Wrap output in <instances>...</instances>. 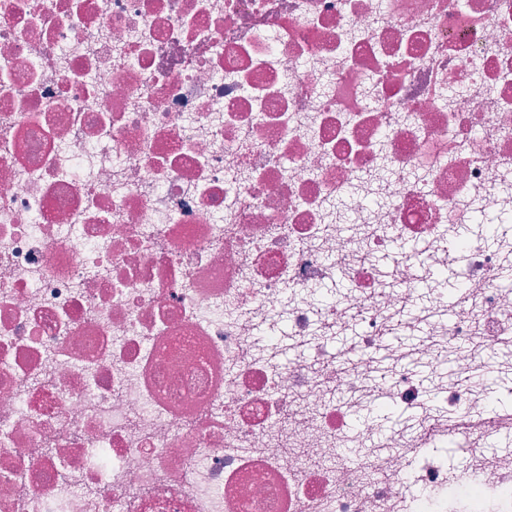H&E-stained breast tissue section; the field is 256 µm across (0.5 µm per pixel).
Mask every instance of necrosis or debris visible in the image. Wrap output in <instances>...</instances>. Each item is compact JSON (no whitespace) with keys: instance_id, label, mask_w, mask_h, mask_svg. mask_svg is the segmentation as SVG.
I'll return each instance as SVG.
<instances>
[{"instance_id":"4bbe7bcc","label":"necrosis or debris","mask_w":512,"mask_h":512,"mask_svg":"<svg viewBox=\"0 0 512 512\" xmlns=\"http://www.w3.org/2000/svg\"><path fill=\"white\" fill-rule=\"evenodd\" d=\"M477 213L512 223V0H0V512H512V456L434 454L495 406L410 359L417 431L341 454ZM465 250L426 345L462 372L512 336V253ZM461 263L462 261L460 259L455 260L454 258H451L448 260V280L429 277L428 279L421 281L424 283V287L420 289L422 291L415 290L414 296L410 300L412 301V304H410L411 307L407 306L408 303L405 304L402 309L403 314L406 315L409 319L417 321L418 314L415 313L412 307H418L420 309V307L427 300L428 296L433 292H439L443 295L444 291L448 290V287L455 289V273Z\"/></svg>"}]
</instances>
